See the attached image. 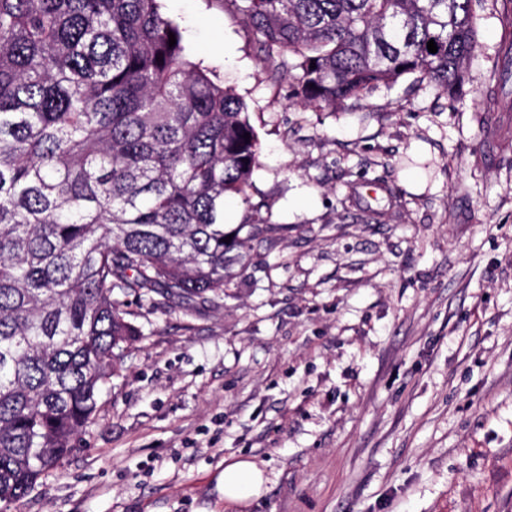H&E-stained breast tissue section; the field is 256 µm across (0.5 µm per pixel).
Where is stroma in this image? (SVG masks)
<instances>
[{"mask_svg": "<svg viewBox=\"0 0 512 512\" xmlns=\"http://www.w3.org/2000/svg\"><path fill=\"white\" fill-rule=\"evenodd\" d=\"M162 7L247 103L249 194L277 230L221 300L126 297L141 340L73 454L11 512H225L218 477L239 457L268 478L247 512H512L498 0L478 9L462 99L408 75L335 108L297 103L218 0Z\"/></svg>", "mask_w": 512, "mask_h": 512, "instance_id": "stroma-1", "label": "stroma"}]
</instances>
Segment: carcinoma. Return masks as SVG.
Masks as SVG:
<instances>
[{
  "instance_id": "cac0c4a2",
  "label": "carcinoma",
  "mask_w": 512,
  "mask_h": 512,
  "mask_svg": "<svg viewBox=\"0 0 512 512\" xmlns=\"http://www.w3.org/2000/svg\"><path fill=\"white\" fill-rule=\"evenodd\" d=\"M220 2L301 103L334 108L411 74L455 93L482 0ZM259 152L161 0H0V512L97 418L141 339L122 297H218L267 237ZM231 197L247 213L227 231Z\"/></svg>"
}]
</instances>
